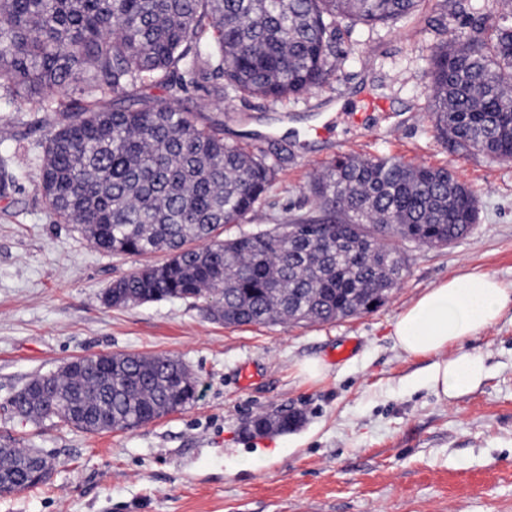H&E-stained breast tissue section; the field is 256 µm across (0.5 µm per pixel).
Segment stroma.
Here are the masks:
<instances>
[{
	"label": "stroma",
	"instance_id": "35a3bbf8",
	"mask_svg": "<svg viewBox=\"0 0 512 512\" xmlns=\"http://www.w3.org/2000/svg\"><path fill=\"white\" fill-rule=\"evenodd\" d=\"M490 11L489 0H426L384 25L338 21L335 74L294 99L243 95L220 77L181 97L226 140L280 158L266 198L224 226L226 239L317 212L311 176L344 154L445 166L474 192L468 236L441 248L400 243L408 270L385 304L328 323L227 326L196 300L108 306L109 285L143 257L105 252L57 223L38 179L62 112L89 97L13 103L0 90V439L52 464L44 484L0 496V512H512V311L449 344L446 357L473 353L487 367L452 399L419 382L430 358L406 356L390 336L400 313L454 276L491 274L512 288V163L439 140L429 112L432 47L451 21ZM361 92L391 106L381 133L338 109ZM324 124L327 137L316 136ZM99 353L178 357L197 397L101 433L15 414L11 399L30 380ZM311 359L326 377L301 374ZM273 409L303 420L285 433L250 431Z\"/></svg>",
	"mask_w": 512,
	"mask_h": 512
}]
</instances>
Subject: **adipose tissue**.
<instances>
[{
  "label": "adipose tissue",
  "instance_id": "1",
  "mask_svg": "<svg viewBox=\"0 0 512 512\" xmlns=\"http://www.w3.org/2000/svg\"><path fill=\"white\" fill-rule=\"evenodd\" d=\"M510 309L512 289L495 276L459 275L428 290L399 314L391 336L408 356H434L423 380L444 398H454L478 386L487 369L475 354L444 358L448 344L493 325Z\"/></svg>",
  "mask_w": 512,
  "mask_h": 512
}]
</instances>
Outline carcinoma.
Returning a JSON list of instances; mask_svg holds the SVG:
<instances>
[{"mask_svg":"<svg viewBox=\"0 0 512 512\" xmlns=\"http://www.w3.org/2000/svg\"><path fill=\"white\" fill-rule=\"evenodd\" d=\"M424 0H0V87L45 100L78 86L113 95L67 112L39 180L57 222L113 254L165 259L112 281L110 306L207 299L226 325L327 323L381 306L407 260L396 242L448 245L478 220L474 193L444 167L386 155H339L313 174L319 214L224 240L262 200L277 166L174 104L122 100L157 80L170 95L211 76L275 101L334 70L336 18L387 24ZM490 25L446 28L430 58L437 136L464 153L512 162V0ZM41 390L11 400L19 417H55L85 432L125 430L195 399L197 381L170 355L112 354L65 364ZM295 415L266 413L256 433ZM33 448L0 442V496L45 481Z\"/></svg>","mask_w":512,"mask_h":512,"instance_id":"1","label":"carcinoma"}]
</instances>
